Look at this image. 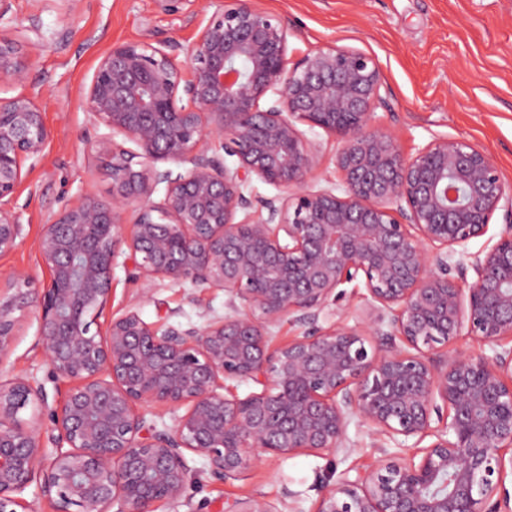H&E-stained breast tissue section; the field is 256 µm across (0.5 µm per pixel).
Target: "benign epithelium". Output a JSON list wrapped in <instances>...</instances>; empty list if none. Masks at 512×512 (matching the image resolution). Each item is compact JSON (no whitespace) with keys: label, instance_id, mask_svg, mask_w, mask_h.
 <instances>
[{"label":"benign epithelium","instance_id":"7a95c632","mask_svg":"<svg viewBox=\"0 0 512 512\" xmlns=\"http://www.w3.org/2000/svg\"><path fill=\"white\" fill-rule=\"evenodd\" d=\"M211 5L185 66L176 44L127 43L94 72L87 111L138 151L101 140L110 197L87 196L42 225L49 280L39 343L72 385L51 415L49 450L42 385L0 379V512H33L21 493L34 480L53 512L177 508L185 453L204 458L213 479L236 480L263 453L338 451L354 411L384 443L431 442L418 459L391 457L382 473L342 474L316 512H512L503 452L512 447V346L503 347L512 343V187L465 139H436L407 157L374 128L383 102L374 57L327 45L291 65L288 21L250 0ZM26 76L17 41L0 36V82ZM298 121L339 141L341 193L307 184L321 155ZM51 139L31 97L0 98V256L22 239L14 199L23 169L42 161ZM211 143L238 165L227 167ZM159 162L187 169L174 176ZM254 176L281 194L247 196ZM499 210L509 224L498 239L468 252ZM121 253L145 284L224 291L230 313L184 328L130 309L92 330ZM22 279L0 276V360L18 331L15 312L30 304ZM358 279L369 327L340 312L318 326L337 288ZM286 317L307 329L272 350L268 329ZM462 334L493 355L443 351ZM244 380L261 391H230ZM155 409L176 413L174 426L148 424ZM224 512L281 510L250 496Z\"/></svg>","mask_w":512,"mask_h":512}]
</instances>
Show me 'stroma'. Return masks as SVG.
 <instances>
[{
    "label": "stroma",
    "instance_id": "1",
    "mask_svg": "<svg viewBox=\"0 0 512 512\" xmlns=\"http://www.w3.org/2000/svg\"><path fill=\"white\" fill-rule=\"evenodd\" d=\"M208 2L180 0L177 11L168 12L160 0H10L0 18V35L19 41L30 65L26 80L0 86V96L32 97L52 131L44 160L26 173L17 190L23 240L0 257V270L28 277L32 297H39L48 282L37 249L43 224L85 195H110L106 161L95 148L108 129L89 114L85 100L100 59L112 45L126 42L189 48L213 14ZM253 2L288 21L289 60L327 44L377 59L385 102L375 108L372 124L394 136L405 155L435 139L463 138L484 150L512 185V0ZM298 128L322 148L311 184L340 186L337 139L304 122ZM227 301L223 292L189 282L158 279L144 287L120 256L98 321L106 323L132 307L151 322L201 326L227 313ZM20 320L14 347L0 362V376L35 377L45 389L47 409H55L70 382L51 372L38 343V306L21 311ZM390 452L411 457L418 450L410 439L377 448L371 430L353 414L346 447L336 454L266 455L227 483L208 475L202 457L186 454L194 477L186 495L192 512H220L224 502L249 495L316 512L341 473L379 469Z\"/></svg>",
    "mask_w": 512,
    "mask_h": 512
}]
</instances>
